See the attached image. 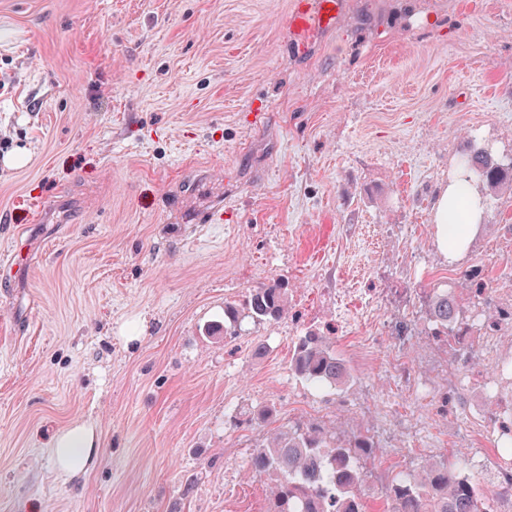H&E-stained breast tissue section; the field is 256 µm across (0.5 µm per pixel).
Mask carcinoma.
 Returning a JSON list of instances; mask_svg holds the SVG:
<instances>
[{
    "instance_id": "cac0c4a2",
    "label": "carcinoma",
    "mask_w": 512,
    "mask_h": 512,
    "mask_svg": "<svg viewBox=\"0 0 512 512\" xmlns=\"http://www.w3.org/2000/svg\"><path fill=\"white\" fill-rule=\"evenodd\" d=\"M461 191L452 207L453 223H470L471 199L466 186L481 185L489 192L512 187V157L499 158L486 146H473L459 154ZM475 303L458 296L435 293L427 302V315L438 334L460 344V356L471 352L463 337L473 327L470 311ZM290 309L286 289L271 285L254 289L243 305H224V322L211 324L206 335L219 340L235 336L242 323L278 322ZM289 370L317 388L344 384L349 376L336 355L335 337L308 330L293 343ZM375 442L359 434L347 442L336 432L318 425L277 427L254 451L248 470L254 476L272 475L267 512H370L365 498V465ZM384 512H490L479 481L446 460L428 461L421 469L392 479L382 491Z\"/></svg>"
}]
</instances>
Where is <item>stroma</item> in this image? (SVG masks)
<instances>
[{
    "instance_id": "obj_1",
    "label": "stroma",
    "mask_w": 512,
    "mask_h": 512,
    "mask_svg": "<svg viewBox=\"0 0 512 512\" xmlns=\"http://www.w3.org/2000/svg\"><path fill=\"white\" fill-rule=\"evenodd\" d=\"M291 3L0 0V250L19 254L0 269V512H265L247 463L267 405L343 441L388 411L375 512L431 458L512 507L494 452L512 378L488 394L425 314L471 277L512 292V192L486 196L461 258L433 220L467 144L512 156V0H343L301 51ZM273 284L286 318L205 335ZM310 329L335 336L345 385L289 371ZM82 421L97 455L69 481L51 445Z\"/></svg>"
}]
</instances>
